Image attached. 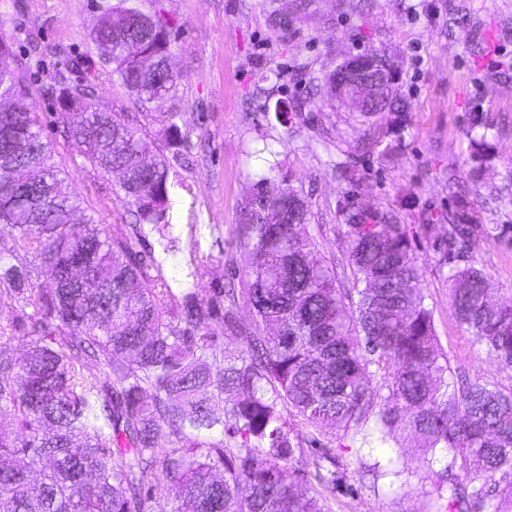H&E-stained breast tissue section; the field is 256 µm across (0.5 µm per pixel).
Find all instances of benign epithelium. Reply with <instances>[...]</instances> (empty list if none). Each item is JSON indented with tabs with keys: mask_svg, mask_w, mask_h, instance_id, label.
I'll return each instance as SVG.
<instances>
[{
	"mask_svg": "<svg viewBox=\"0 0 512 512\" xmlns=\"http://www.w3.org/2000/svg\"><path fill=\"white\" fill-rule=\"evenodd\" d=\"M395 80L394 69L386 63L376 58H353L339 68L333 88L343 99L365 110L373 99L383 97L388 88L394 87Z\"/></svg>",
	"mask_w": 512,
	"mask_h": 512,
	"instance_id": "benign-epithelium-1",
	"label": "benign epithelium"
}]
</instances>
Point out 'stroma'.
Masks as SVG:
<instances>
[{
  "instance_id": "35a3bbf8",
  "label": "stroma",
  "mask_w": 512,
  "mask_h": 512,
  "mask_svg": "<svg viewBox=\"0 0 512 512\" xmlns=\"http://www.w3.org/2000/svg\"><path fill=\"white\" fill-rule=\"evenodd\" d=\"M115 2L0 0V36L13 41L27 73L20 105L37 115L55 165L108 233L129 222L117 198L119 177L95 169L55 123L57 80L89 89L97 107L135 116L140 135L168 160L184 184L173 210L178 248L163 253L150 230L131 244L153 251L171 285L184 280L194 254L210 257L213 287L228 282L242 252L245 197L263 176L302 190L309 222L320 227L317 255L339 265L342 205L391 211L412 228L435 224L455 206L452 175L477 222L512 224V0H365L356 13L341 0H306L300 12L295 0H133L168 23L169 62L179 75L166 98L150 103L113 77L91 41ZM373 52L394 66L400 110L368 119L298 76L303 69L323 79ZM74 57L83 60L81 71H70ZM477 114L491 125V157L475 183L466 131ZM350 159V179H337V163ZM414 243L426 268L425 301L452 367L463 380L481 377L511 390L512 371L466 344L432 239ZM475 259L496 300L511 299L512 247L491 240ZM346 482L328 496L332 512L425 510L418 483L378 497L369 476L351 470Z\"/></svg>"
}]
</instances>
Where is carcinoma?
<instances>
[{
    "instance_id": "cac0c4a2",
    "label": "carcinoma",
    "mask_w": 512,
    "mask_h": 512,
    "mask_svg": "<svg viewBox=\"0 0 512 512\" xmlns=\"http://www.w3.org/2000/svg\"><path fill=\"white\" fill-rule=\"evenodd\" d=\"M125 2L108 14L155 62L135 65L109 32L107 63L137 98L161 99L179 79L167 63V25ZM58 86L57 123L94 167L120 175L132 234L149 225L171 251L166 158H149L130 116ZM25 87L16 69L0 83V284L23 298L16 323L30 337L18 351L0 336V417L15 422L0 429V512H332L320 487L345 481L336 449L314 438V472L297 466L303 440L286 407L319 434L337 426L382 442L415 438L426 452L415 466L370 463L339 445L355 470L373 475L376 495L415 478L427 512H512V391L455 379L408 225L389 212L341 208L350 268L341 284L334 261L313 257L301 190L262 177L240 226L241 287H207L202 256L173 288L148 275L152 253L86 213L35 113L5 107ZM486 140L470 137L478 169ZM17 163L39 181L17 186ZM423 231L449 266L465 339L512 370V303L494 299L475 260L454 264L457 250L471 254L489 239L512 246V224H476L462 203ZM20 250L56 274L58 287H26L29 275L10 261ZM242 302L249 326L237 315ZM91 363L97 372L86 371ZM160 486L171 492L166 510Z\"/></svg>"
}]
</instances>
